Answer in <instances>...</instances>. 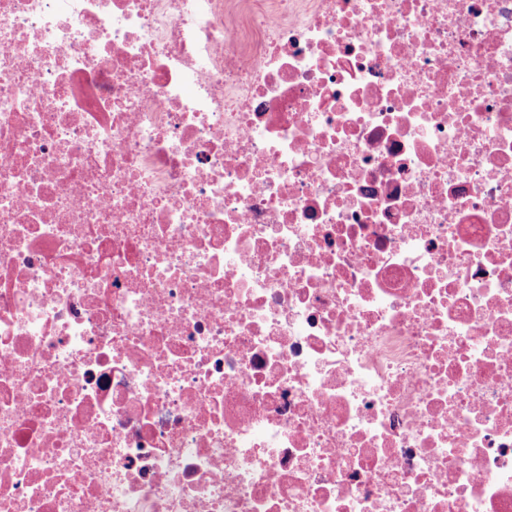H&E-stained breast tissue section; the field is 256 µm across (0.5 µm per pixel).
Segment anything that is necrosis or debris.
Segmentation results:
<instances>
[{
	"label": "necrosis or debris",
	"instance_id": "1",
	"mask_svg": "<svg viewBox=\"0 0 512 512\" xmlns=\"http://www.w3.org/2000/svg\"><path fill=\"white\" fill-rule=\"evenodd\" d=\"M0 512H512V0H0Z\"/></svg>",
	"mask_w": 512,
	"mask_h": 512
}]
</instances>
